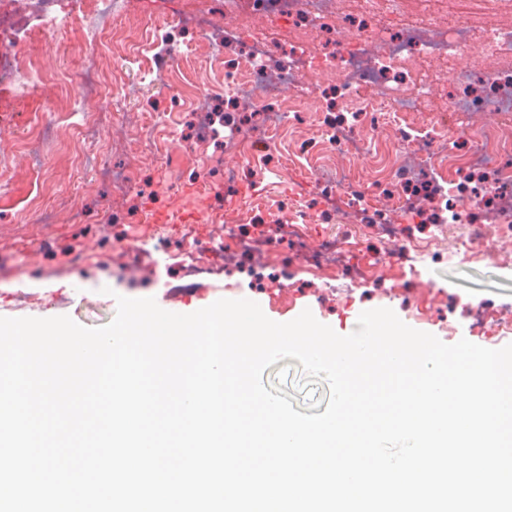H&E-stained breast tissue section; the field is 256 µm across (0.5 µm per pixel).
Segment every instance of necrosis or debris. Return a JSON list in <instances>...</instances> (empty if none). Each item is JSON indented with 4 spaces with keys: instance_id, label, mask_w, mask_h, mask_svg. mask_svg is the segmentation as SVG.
<instances>
[{
    "instance_id": "obj_1",
    "label": "necrosis or debris",
    "mask_w": 512,
    "mask_h": 512,
    "mask_svg": "<svg viewBox=\"0 0 512 512\" xmlns=\"http://www.w3.org/2000/svg\"><path fill=\"white\" fill-rule=\"evenodd\" d=\"M260 13L274 15L280 12L306 22L325 35L336 60L335 65L323 69L317 80L308 78V61L305 53H289L287 61L276 73H268L267 62L270 43L263 29H256L251 41L243 48L239 63L244 72L236 80L232 93L247 106L273 102V109L266 112V125L278 129L285 121L288 104L295 101H312L322 92L323 84L333 82L346 92H354L363 81L361 71L355 65L347 48L356 43L373 47L374 63L378 75L384 76L401 70H411L416 55L447 57L453 67H461L471 55H479L486 61L481 79L499 88L500 93L482 100V109L496 113L500 123H512V98L502 95L501 90L512 86V71L499 69L497 60L512 57V28L487 24L472 29L449 24L437 30L438 37L428 41L402 42L387 36L384 28L360 25L347 20L336 11L337 0H254ZM429 88L424 80L411 78L390 87L387 97L362 101L361 107L370 112L387 115L417 111L427 97ZM424 153L434 161L435 191L430 198L433 207L441 209L442 221L462 224L467 220L470 204L461 200L448 182V166L455 161V154L448 148L449 136L444 127L427 130L421 139ZM476 149L466 157L469 165L487 169L489 177L482 186L485 195L500 197L498 209L490 216L498 227V239L512 240V197L502 196V186L512 185V144L496 139L493 131L476 133Z\"/></svg>"
}]
</instances>
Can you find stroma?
<instances>
[{"mask_svg": "<svg viewBox=\"0 0 512 512\" xmlns=\"http://www.w3.org/2000/svg\"><path fill=\"white\" fill-rule=\"evenodd\" d=\"M95 0H44V17L30 22L9 42L10 51L34 58L54 79L19 100L0 82V317L68 316L85 327L109 323L117 296L154 298L164 310L192 313L216 300L249 299L276 322L310 310L336 333L357 330L361 312L386 307L406 325L435 335L446 344L460 339L480 343L482 331L461 317L462 306L485 309L491 321L512 320V241L498 243L493 258L485 246L496 234L484 208L473 207L466 224H422L408 208L391 207L392 197L409 195L428 172L417 145H401L392 119L353 111L347 98L327 91L310 110L293 112L281 133L251 148L262 134V115L206 117L194 109L198 95L216 107L229 96L227 80L237 74L236 61L212 62L209 42L181 27L184 18H208L212 41H222L225 19H232L238 44L250 41L262 22L251 0H238L225 12L224 0H124L122 23L114 38L99 47L81 44L75 28L56 30L44 38L49 17L64 12L89 13ZM432 15L440 25L455 20L476 26L490 22L512 25V8L489 13L473 0H401V13L385 18L389 31ZM176 22L178 57L144 61L151 22ZM277 55L298 47L311 70L326 64L324 39L298 29L287 16L272 19L267 34ZM416 73L432 80L433 91L407 122L431 120L446 126L451 146L469 154L473 135L493 121L486 112H446L442 105L461 88L484 93L481 65L471 62L468 79L453 74L447 58L417 59ZM99 73L101 94L86 99L79 76ZM350 125L372 144L400 150L402 163L381 175L367 156L334 152L330 162L351 176L353 192L327 205V190L316 181L310 147L326 129ZM235 170L225 185L226 170ZM126 176L129 187L118 193L111 172ZM212 194H192L198 176ZM184 205L201 211L202 219L185 225L170 244L174 261L166 285L153 278V257L138 240L152 234L147 206L166 209ZM79 208L83 222H72ZM305 216L304 246L280 244L281 226L295 208ZM391 225L394 241L376 232ZM352 229L342 272H333L320 256L322 240ZM222 237L223 255L206 276L187 284L179 257L185 242L208 243ZM470 248L455 252L458 238ZM430 246L427 270L412 275L402 260V247ZM285 378L277 366L263 373V383L281 385L294 409L320 414L329 388L308 383L300 363L285 359Z\"/></svg>", "mask_w": 512, "mask_h": 512, "instance_id": "obj_1", "label": "stroma"}]
</instances>
